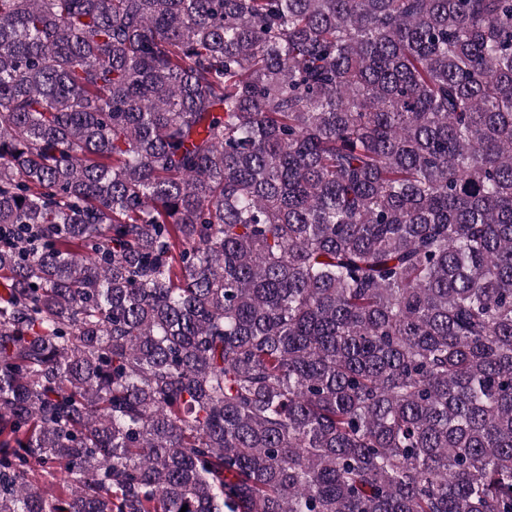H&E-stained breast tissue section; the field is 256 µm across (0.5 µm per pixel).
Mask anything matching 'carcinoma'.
Listing matches in <instances>:
<instances>
[{
	"mask_svg": "<svg viewBox=\"0 0 512 512\" xmlns=\"http://www.w3.org/2000/svg\"><path fill=\"white\" fill-rule=\"evenodd\" d=\"M512 512V0H0V512Z\"/></svg>",
	"mask_w": 512,
	"mask_h": 512,
	"instance_id": "obj_1",
	"label": "carcinoma"
}]
</instances>
